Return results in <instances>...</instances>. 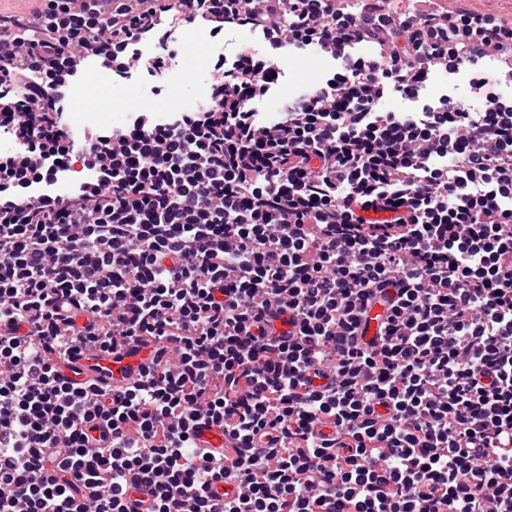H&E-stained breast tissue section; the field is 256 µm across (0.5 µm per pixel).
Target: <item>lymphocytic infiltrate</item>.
<instances>
[{
  "label": "lymphocytic infiltrate",
  "instance_id": "lymphocytic-infiltrate-1",
  "mask_svg": "<svg viewBox=\"0 0 512 512\" xmlns=\"http://www.w3.org/2000/svg\"><path fill=\"white\" fill-rule=\"evenodd\" d=\"M190 20L205 106L73 136L88 63L162 95ZM287 47L336 66L266 118ZM465 66L477 105L425 98ZM505 81L512 23L387 0L0 13V512H512ZM89 347L145 350L139 379L66 377ZM196 435L199 448H207L214 461L224 464V432L201 422L197 425Z\"/></svg>",
  "mask_w": 512,
  "mask_h": 512
}]
</instances>
